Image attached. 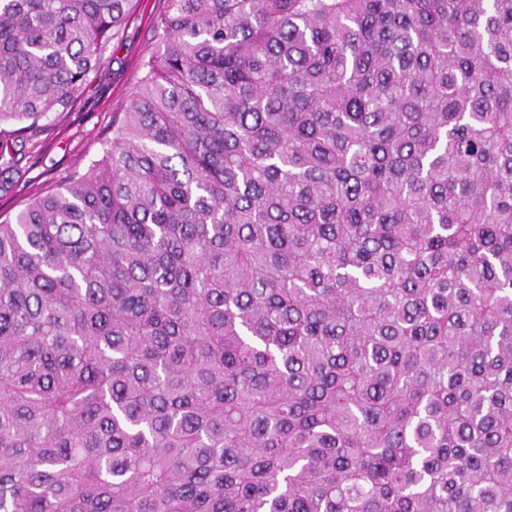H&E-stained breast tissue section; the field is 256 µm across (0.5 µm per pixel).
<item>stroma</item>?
Segmentation results:
<instances>
[{"label": "stroma", "mask_w": 512, "mask_h": 512, "mask_svg": "<svg viewBox=\"0 0 512 512\" xmlns=\"http://www.w3.org/2000/svg\"><path fill=\"white\" fill-rule=\"evenodd\" d=\"M163 0H131L129 17L104 46L91 72L64 112H53L28 128L13 147L18 163L0 172V214L15 213L48 184L85 169L102 157V139L144 75L155 49L154 22Z\"/></svg>", "instance_id": "obj_1"}]
</instances>
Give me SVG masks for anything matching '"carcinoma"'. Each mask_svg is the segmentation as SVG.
<instances>
[{"label": "carcinoma", "mask_w": 512, "mask_h": 512, "mask_svg": "<svg viewBox=\"0 0 512 512\" xmlns=\"http://www.w3.org/2000/svg\"><path fill=\"white\" fill-rule=\"evenodd\" d=\"M130 0H0V125ZM102 158L0 221V512H512V0H166Z\"/></svg>", "instance_id": "obj_1"}]
</instances>
